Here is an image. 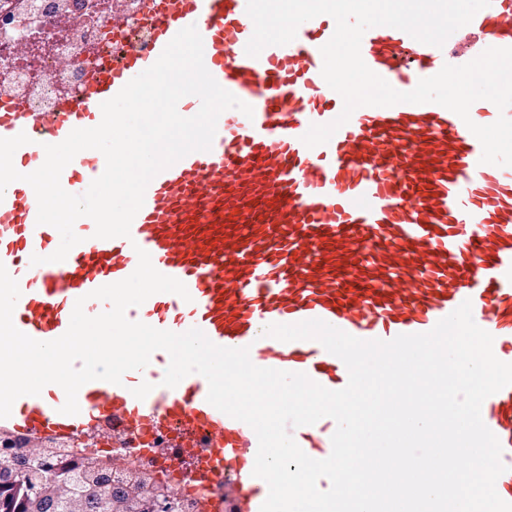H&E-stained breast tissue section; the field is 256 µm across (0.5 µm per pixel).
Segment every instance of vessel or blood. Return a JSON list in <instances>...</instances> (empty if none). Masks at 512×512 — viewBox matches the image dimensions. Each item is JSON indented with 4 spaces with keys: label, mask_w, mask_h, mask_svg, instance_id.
<instances>
[{
    "label": "vessel or blood",
    "mask_w": 512,
    "mask_h": 512,
    "mask_svg": "<svg viewBox=\"0 0 512 512\" xmlns=\"http://www.w3.org/2000/svg\"><path fill=\"white\" fill-rule=\"evenodd\" d=\"M247 0H141L146 40L124 42L118 62L103 66L79 92H62L52 111L0 97V138L26 133L13 164L23 175L45 161L44 147L102 119L101 103L152 66L181 29L196 25L206 69L220 86L253 108L218 118L212 147L192 152L148 184L129 237H94L79 218L81 241L61 262L47 257L58 231L37 222L38 203L24 180L0 195V264L17 280L18 330L39 341L61 337L77 299L95 316L109 302L97 288L130 276L137 249L160 273L185 284L190 297L157 293L127 309L129 320L183 333L201 329L216 345L246 347L259 367L306 374L330 390L349 379L341 359L314 340L264 336L271 324L320 319L363 340H391L430 331L463 301L493 338V352L512 363V166L481 163L482 146L469 123L488 125L502 112L490 101L469 120L436 103L362 106L325 144L302 141L310 125L327 124L342 97L321 75V47L335 31L332 17L301 24L294 41L245 47L254 30ZM489 47H512V0H491L443 47L421 43L388 26L367 30L366 65L394 89L408 92L443 65L460 66ZM104 155L79 152L60 183L86 192L104 171ZM42 264H32V256ZM160 355L121 384L103 380L78 391L79 412L61 411L66 395L46 385L18 398L0 433L20 440L120 448L142 439L189 473L201 495L199 512H260L268 486L253 476V429L212 406L208 382L186 376L163 385ZM485 425L498 437L507 470L498 495L512 502V386L487 397ZM332 418L295 427L291 435L311 458L332 450ZM222 485L221 495L208 494Z\"/></svg>",
    "instance_id": "vessel-or-blood-1"
}]
</instances>
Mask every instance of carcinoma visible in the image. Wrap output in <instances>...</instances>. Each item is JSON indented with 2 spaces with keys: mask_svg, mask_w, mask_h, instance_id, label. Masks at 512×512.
<instances>
[{
  "mask_svg": "<svg viewBox=\"0 0 512 512\" xmlns=\"http://www.w3.org/2000/svg\"><path fill=\"white\" fill-rule=\"evenodd\" d=\"M178 504L146 491L114 490L100 464L64 465L47 448L12 464L0 456V512H167Z\"/></svg>",
  "mask_w": 512,
  "mask_h": 512,
  "instance_id": "carcinoma-1",
  "label": "carcinoma"
}]
</instances>
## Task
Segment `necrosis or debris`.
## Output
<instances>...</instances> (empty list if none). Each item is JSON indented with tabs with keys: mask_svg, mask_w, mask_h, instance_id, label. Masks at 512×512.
<instances>
[{
	"mask_svg": "<svg viewBox=\"0 0 512 512\" xmlns=\"http://www.w3.org/2000/svg\"><path fill=\"white\" fill-rule=\"evenodd\" d=\"M118 10L129 25L117 34L112 16ZM139 11V0H0V93L36 110L52 109L61 92L77 90L95 69L115 60L123 40L144 39ZM59 449L62 461L71 465L96 458L113 488L141 475L155 493L174 496L179 512H197L198 494L189 475L173 472L162 457L143 452L140 441L110 448L74 440Z\"/></svg>",
	"mask_w": 512,
	"mask_h": 512,
	"instance_id": "4bbe7bcc",
	"label": "necrosis or debris"
}]
</instances>
